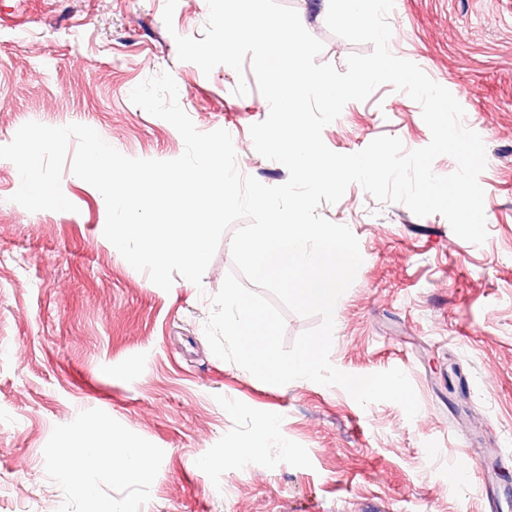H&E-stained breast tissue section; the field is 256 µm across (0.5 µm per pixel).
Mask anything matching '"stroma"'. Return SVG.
I'll return each instance as SVG.
<instances>
[{"mask_svg":"<svg viewBox=\"0 0 512 512\" xmlns=\"http://www.w3.org/2000/svg\"><path fill=\"white\" fill-rule=\"evenodd\" d=\"M281 2L323 42L320 61L341 70L370 52L329 31L320 0ZM164 6L0 0V145L30 121L80 123L125 156L177 158V130L129 98L167 72L198 130L232 127L242 174L284 183L286 167L253 147L250 127L269 104L252 68L206 75L177 58L175 35L202 39L207 0H178L170 30ZM388 21L390 51L454 94L489 159L480 245L442 215L417 217L356 184L318 208L350 228L363 257L330 360L354 375L404 371L415 418L391 402L360 406L337 386L267 384L217 358L204 325L234 268L230 236L201 285L178 276L162 290L101 235L93 186L64 171L74 211L30 212L12 202L19 174L0 159V512H94L103 499L124 512H489L464 449L512 452V0H394ZM383 135L409 150L431 139L420 106L389 85L322 132L341 154ZM269 419L276 437L250 451ZM100 422L135 436L149 467L125 481L102 465L85 476L93 497L73 496L59 450Z\"/></svg>","mask_w":512,"mask_h":512,"instance_id":"35a3bbf8","label":"stroma"}]
</instances>
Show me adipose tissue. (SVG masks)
<instances>
[{
    "mask_svg": "<svg viewBox=\"0 0 512 512\" xmlns=\"http://www.w3.org/2000/svg\"><path fill=\"white\" fill-rule=\"evenodd\" d=\"M82 444L63 449L71 472L70 488L79 495H92V487L85 481L87 471L110 463L119 476L133 479L144 473L148 466V453L134 437L113 439L112 430L104 424L85 428L81 432Z\"/></svg>",
    "mask_w": 512,
    "mask_h": 512,
    "instance_id": "obj_1",
    "label": "adipose tissue"
}]
</instances>
